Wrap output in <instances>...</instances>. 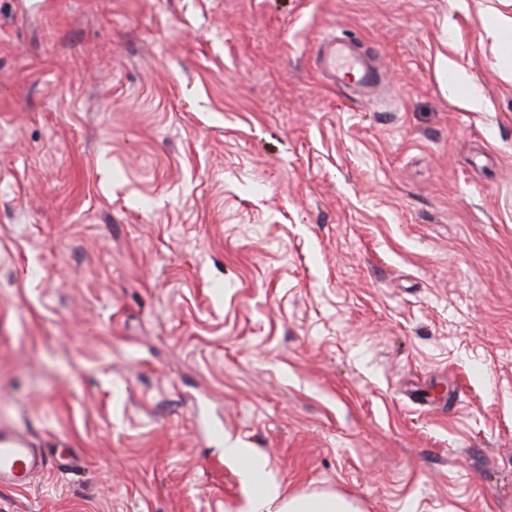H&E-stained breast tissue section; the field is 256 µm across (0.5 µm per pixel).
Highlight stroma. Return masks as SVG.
<instances>
[{
  "instance_id": "stroma-1",
  "label": "stroma",
  "mask_w": 512,
  "mask_h": 512,
  "mask_svg": "<svg viewBox=\"0 0 512 512\" xmlns=\"http://www.w3.org/2000/svg\"><path fill=\"white\" fill-rule=\"evenodd\" d=\"M512 0H0V512H512ZM380 90L323 77L325 37ZM48 460L29 432L0 427V487L28 488L46 469ZM248 483H262V491L248 500L244 512H359L345 497L334 493L282 496L278 485L266 482L262 468L251 462L243 470Z\"/></svg>"
}]
</instances>
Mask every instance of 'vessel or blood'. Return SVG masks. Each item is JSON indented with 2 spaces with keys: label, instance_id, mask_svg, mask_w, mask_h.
I'll use <instances>...</instances> for the list:
<instances>
[{
  "label": "vessel or blood",
  "instance_id": "b4317fda",
  "mask_svg": "<svg viewBox=\"0 0 512 512\" xmlns=\"http://www.w3.org/2000/svg\"><path fill=\"white\" fill-rule=\"evenodd\" d=\"M322 75H343L359 87L369 88L381 80L380 72L350 46L336 38L320 42L315 54ZM48 460L36 447L29 432L19 428L0 427V487L12 490L28 488L46 469Z\"/></svg>",
  "mask_w": 512,
  "mask_h": 512
}]
</instances>
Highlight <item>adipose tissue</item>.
<instances>
[{"label":"adipose tissue","mask_w":512,"mask_h":512,"mask_svg":"<svg viewBox=\"0 0 512 512\" xmlns=\"http://www.w3.org/2000/svg\"><path fill=\"white\" fill-rule=\"evenodd\" d=\"M243 477L247 482L262 485L261 492L250 497L244 512H358L351 501L334 493L282 496L279 486L266 481L257 465H247Z\"/></svg>","instance_id":"adipose-tissue-1"}]
</instances>
